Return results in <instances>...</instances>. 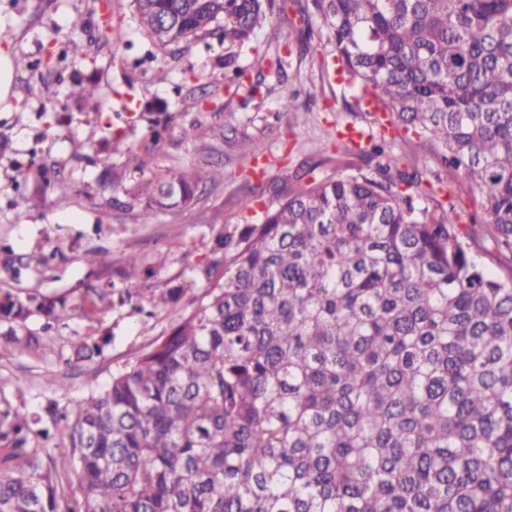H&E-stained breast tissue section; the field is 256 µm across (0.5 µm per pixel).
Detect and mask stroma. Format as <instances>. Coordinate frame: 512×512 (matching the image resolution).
Segmentation results:
<instances>
[{"mask_svg":"<svg viewBox=\"0 0 512 512\" xmlns=\"http://www.w3.org/2000/svg\"><path fill=\"white\" fill-rule=\"evenodd\" d=\"M112 37L99 33L96 0H0V47L38 63L36 71H16L9 105L0 104V241L18 255H47L20 281L0 271V290L37 291L66 296L71 319L43 329L32 317L40 341L27 350L0 340V401L21 414L48 402L59 408L102 389L113 372L134 362L161 336L191 313L207 292L201 282L177 304L145 315L120 304L117 295L90 303L85 290L108 282L156 290L190 277L193 267L210 263L217 230L234 232L256 223L245 208L254 198L274 204L278 190L295 189L300 164L314 166L315 177L329 179L357 169L374 172V162L357 151L341 152L333 140L339 127L362 124L373 137L390 140L401 169L425 179L448 180L461 212L471 209L465 179H449L434 147H419L412 133L375 125L354 108V89L336 62L320 19H313L308 48L289 53L304 23L296 8L274 16L251 46L226 51L219 37L192 39L179 47H160L140 26L133 0H111ZM85 30L72 26L76 16ZM81 41L83 55L63 57L70 41ZM244 70L242 82L216 86L225 54ZM299 91L282 109L273 70ZM95 86L97 100L84 104L71 95L75 83ZM266 85L252 96L254 83ZM66 112L68 125L54 115ZM195 129V139L183 133ZM252 151L242 154V139ZM144 160L143 172L123 169L127 151ZM224 169L220 186L200 188L189 207L144 220L130 194L141 176H153L199 160ZM44 170L51 180L70 184L59 197L36 191L26 173ZM107 252L104 266L88 265V251ZM140 264L121 277L129 255ZM109 342L102 356L80 360L76 349L100 337ZM56 385H47V378Z\"/></svg>","mask_w":512,"mask_h":512,"instance_id":"1","label":"stroma"}]
</instances>
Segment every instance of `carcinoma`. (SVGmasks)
I'll use <instances>...</instances> for the list:
<instances>
[{
  "instance_id": "1",
  "label": "carcinoma",
  "mask_w": 512,
  "mask_h": 512,
  "mask_svg": "<svg viewBox=\"0 0 512 512\" xmlns=\"http://www.w3.org/2000/svg\"><path fill=\"white\" fill-rule=\"evenodd\" d=\"M157 44L219 34L249 45L276 0H134ZM361 97L469 184L477 219L387 156L372 174L295 171L186 286L120 288L157 309L216 281L149 352L70 410V456L45 465L29 418L0 406V512H512V0H310ZM218 167L146 179L153 219L199 200ZM431 201L418 208L413 196ZM18 281L33 257L1 245ZM39 263L47 261L43 256ZM67 297L0 294V337L19 348L72 317ZM103 338L77 358L103 353ZM76 472L77 490L62 480Z\"/></svg>"
}]
</instances>
